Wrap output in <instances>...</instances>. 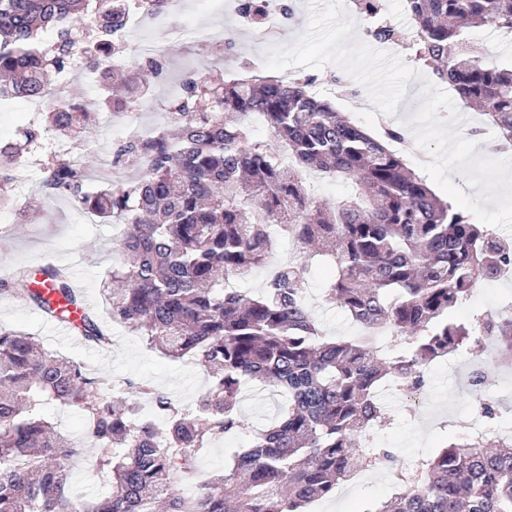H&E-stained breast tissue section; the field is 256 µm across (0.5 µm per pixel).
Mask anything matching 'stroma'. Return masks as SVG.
<instances>
[{
	"instance_id": "stroma-1",
	"label": "stroma",
	"mask_w": 512,
	"mask_h": 512,
	"mask_svg": "<svg viewBox=\"0 0 512 512\" xmlns=\"http://www.w3.org/2000/svg\"><path fill=\"white\" fill-rule=\"evenodd\" d=\"M288 2L294 7L295 17L283 21L278 34L272 36L266 46L254 44L249 32L239 27L235 14L216 8L212 0H182L181 9L166 21L168 35H161L149 24L133 27L128 35L131 48L161 37L171 46L161 75L147 77L153 97L149 107L135 115L134 126L145 131L163 125L166 114L161 108L162 102L166 101L171 87L181 85L188 76L208 71L228 78L240 74L242 63L265 54L268 46L293 43L306 26L308 11L306 0ZM229 30L236 33V42L230 51L224 48V34ZM200 31L213 35L204 49L196 41ZM313 76V90L319 97L334 102L338 111L346 113L375 136L387 129H401L405 111L417 110L421 104L417 93L411 89L400 102L395 116H385L370 104L366 90L347 98L337 97L335 82L345 76L340 68L329 65L314 71ZM121 139L120 124L112 121L110 113L100 112L74 154L82 158L93 174L111 161ZM51 152L48 146L34 148L24 154L18 164L11 191L12 203L0 211L10 218L9 223H0V275H9L22 267L35 277L51 258L62 257L73 267L99 319L110 321V308L102 288L110 281L113 266L121 261L113 245L123 227L101 223L91 210L70 199L44 194V165ZM326 273L325 260L313 258L307 295L311 313L327 335H355L358 328L347 314L324 298ZM511 303L512 276H505L481 283L470 300L461 306L458 316L466 320ZM0 328L22 330L35 336L45 348L84 364L90 375L107 374L110 384L105 395L111 399L123 396L126 380L134 379L151 383L190 407L209 385L205 371L194 359L165 357L148 348L139 336L120 324L113 323L112 344L102 349L65 336L54 321L45 319L35 306L1 289ZM479 358V353L461 352L434 363L423 393H387L384 403L393 421L376 432L375 440L378 447L392 452L393 461L382 464L363 484L323 501L321 512H362L368 503L383 500L393 493V476L399 467L430 457L437 448L472 427L480 426L488 432L512 427V375H504L497 365L486 367L489 380L483 397L499 407L498 417L491 421L481 417L466 388L469 365ZM278 402L279 397L272 390L245 388L240 404L242 428L234 435L216 438L197 456L188 488H198L212 473L222 469L230 449L249 447L255 433L275 414ZM42 410L62 434L80 447V455L71 471L74 487L93 495L105 490L107 475L90 467L95 448L88 437L84 413L52 403L43 405Z\"/></svg>"
}]
</instances>
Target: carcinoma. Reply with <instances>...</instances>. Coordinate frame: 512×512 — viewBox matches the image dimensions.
<instances>
[{"instance_id": "obj_1", "label": "carcinoma", "mask_w": 512, "mask_h": 512, "mask_svg": "<svg viewBox=\"0 0 512 512\" xmlns=\"http://www.w3.org/2000/svg\"><path fill=\"white\" fill-rule=\"evenodd\" d=\"M163 0H0V94L49 102L24 143L0 144V207L11 201L16 157L47 135L74 139L86 112H69L47 80L77 60L121 82L123 96L101 106L140 107L145 71L155 58L123 68L110 47L112 19L134 10L154 16ZM363 20H378L384 0H353ZM413 20L414 59L466 105L478 108L504 144H512V67L499 65L463 28L512 30V0H405ZM314 78L252 76L225 82L202 73L168 101L164 126L121 141L112 168L132 177L102 189L62 150L45 164L44 187L123 224L122 264L112 268V322L152 348L186 355L213 374L194 407L168 393L126 382L109 400L103 376L45 351L21 331H0V512H306L336 494L359 467L391 460L371 431L387 421L380 391L422 393L431 362L493 340L512 355V318L481 314L468 323L457 306L482 281L512 267V240L440 199L385 137L366 132L310 91ZM257 114L270 141L253 138ZM351 182L355 193L332 205L309 193L303 173ZM333 262L326 297L364 336L328 337L307 307L309 253L274 263L276 238ZM275 265L257 293L233 288ZM45 292L25 270L0 287L59 319L77 306L70 281L42 269ZM83 336L101 348L110 329L80 316ZM385 330L390 346L368 334ZM252 381L286 395L287 405L248 448H232L224 469L195 495L178 479L216 435L242 428V386ZM150 401L159 421L141 414ZM53 403L88 419L95 466L112 473L107 495L71 486L73 443L42 413ZM365 512H512V443L467 433L398 473L395 492Z\"/></svg>"}]
</instances>
